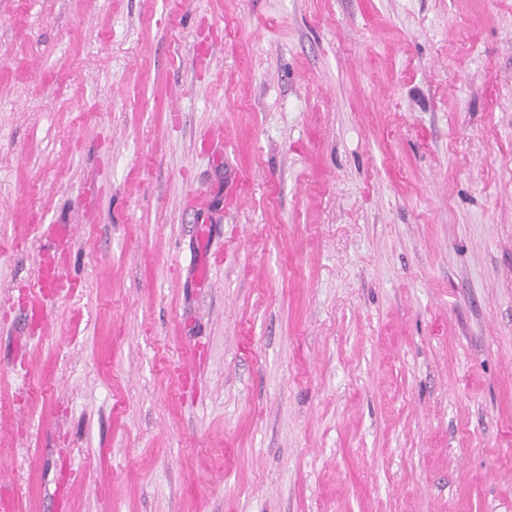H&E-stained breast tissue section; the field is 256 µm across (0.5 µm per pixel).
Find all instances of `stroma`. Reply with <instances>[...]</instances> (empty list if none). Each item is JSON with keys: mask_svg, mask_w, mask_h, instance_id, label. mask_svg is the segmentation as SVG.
Returning a JSON list of instances; mask_svg holds the SVG:
<instances>
[{"mask_svg": "<svg viewBox=\"0 0 512 512\" xmlns=\"http://www.w3.org/2000/svg\"><path fill=\"white\" fill-rule=\"evenodd\" d=\"M4 497L512 512V0H0Z\"/></svg>", "mask_w": 512, "mask_h": 512, "instance_id": "35a3bbf8", "label": "stroma"}]
</instances>
